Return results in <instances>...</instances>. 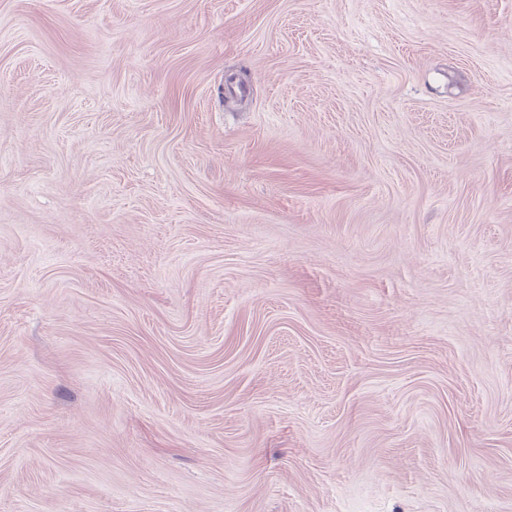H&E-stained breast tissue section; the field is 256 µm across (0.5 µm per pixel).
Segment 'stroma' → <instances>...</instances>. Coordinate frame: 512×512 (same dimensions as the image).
<instances>
[{
	"label": "stroma",
	"instance_id": "35a3bbf8",
	"mask_svg": "<svg viewBox=\"0 0 512 512\" xmlns=\"http://www.w3.org/2000/svg\"><path fill=\"white\" fill-rule=\"evenodd\" d=\"M0 512H512V0H0Z\"/></svg>",
	"mask_w": 512,
	"mask_h": 512
}]
</instances>
